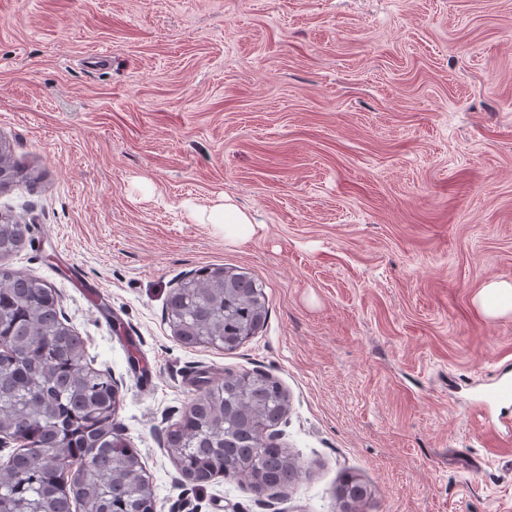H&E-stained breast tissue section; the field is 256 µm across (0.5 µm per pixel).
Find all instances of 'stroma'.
Wrapping results in <instances>:
<instances>
[{
    "label": "stroma",
    "instance_id": "35a3bbf8",
    "mask_svg": "<svg viewBox=\"0 0 512 512\" xmlns=\"http://www.w3.org/2000/svg\"><path fill=\"white\" fill-rule=\"evenodd\" d=\"M0 267L56 292L118 384L157 512H512V0H0ZM232 198L242 244L186 217ZM224 265L266 297L233 352L183 345L168 293ZM260 370L302 467L277 497L186 482L162 446L197 378ZM5 216L7 215L0 213V259L18 251L24 245L28 234L26 224L7 223ZM484 313L492 316L512 311V284L493 283L482 288L477 295Z\"/></svg>",
    "mask_w": 512,
    "mask_h": 512
}]
</instances>
